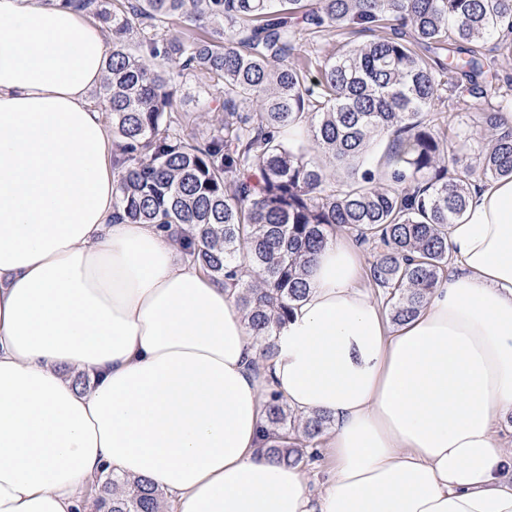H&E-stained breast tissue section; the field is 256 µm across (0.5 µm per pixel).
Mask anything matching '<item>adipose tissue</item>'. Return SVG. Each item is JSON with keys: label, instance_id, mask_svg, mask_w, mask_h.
I'll return each instance as SVG.
<instances>
[{"label": "adipose tissue", "instance_id": "adipose-tissue-1", "mask_svg": "<svg viewBox=\"0 0 512 512\" xmlns=\"http://www.w3.org/2000/svg\"><path fill=\"white\" fill-rule=\"evenodd\" d=\"M107 61L84 12L0 0V512H83L110 474L169 512H512V178L472 191L453 272L403 324L330 239L257 372L236 289L113 218ZM273 392L331 418L319 493L266 455Z\"/></svg>", "mask_w": 512, "mask_h": 512}]
</instances>
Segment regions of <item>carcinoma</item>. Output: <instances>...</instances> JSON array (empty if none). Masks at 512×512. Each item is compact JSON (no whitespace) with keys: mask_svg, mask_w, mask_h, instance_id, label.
I'll return each mask as SVG.
<instances>
[{"mask_svg":"<svg viewBox=\"0 0 512 512\" xmlns=\"http://www.w3.org/2000/svg\"><path fill=\"white\" fill-rule=\"evenodd\" d=\"M112 33L104 91L112 114L115 219L191 233L187 251L203 273L231 281L249 326L275 355V339L307 293L305 276L338 231L373 247L369 270L392 320L415 317L448 277V225L466 211L474 176L483 183L512 177V128L499 113L512 100L489 94L480 44L512 48V0H66ZM177 21L211 36L167 38ZM391 21L410 39L380 36L342 45L319 68V92L308 87L310 57L296 56L302 32L338 35L352 24L382 29ZM454 53L447 63L428 56ZM214 83L224 119L186 133L172 115L173 90L191 78ZM480 100L469 127L491 134L476 161H463L437 129L450 115L435 101L459 79ZM308 127L314 155L285 145L280 134ZM389 139L392 179L376 185L363 167L370 142ZM271 427L285 432L271 446L296 464L288 407L265 402ZM314 441L325 416H300ZM98 512H161V493L146 479L95 481Z\"/></svg>","mask_w":512,"mask_h":512,"instance_id":"carcinoma-1","label":"carcinoma"}]
</instances>
